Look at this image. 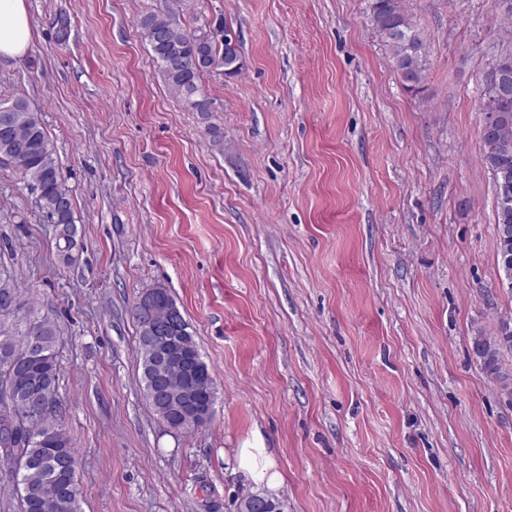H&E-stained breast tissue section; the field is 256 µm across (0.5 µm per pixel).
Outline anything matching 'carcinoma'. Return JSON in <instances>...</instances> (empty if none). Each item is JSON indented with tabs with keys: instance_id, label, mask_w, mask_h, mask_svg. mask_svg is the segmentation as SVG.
Here are the masks:
<instances>
[{
	"instance_id": "1",
	"label": "carcinoma",
	"mask_w": 512,
	"mask_h": 512,
	"mask_svg": "<svg viewBox=\"0 0 512 512\" xmlns=\"http://www.w3.org/2000/svg\"><path fill=\"white\" fill-rule=\"evenodd\" d=\"M370 8L392 66L410 89H418L426 44L417 25L404 12L400 0H371ZM139 27L168 87L193 111H210L211 102L201 82L204 74L220 71L231 77L241 69L240 52H235V59L225 60L224 40L232 29L224 22L205 21L187 31L173 22L171 13L160 12L143 16ZM494 64L512 83V47L500 52ZM479 110L491 121L490 131L481 134V138L484 163L495 188L497 262L502 268L504 257L512 256V93L502 96L483 88ZM0 163L14 169L36 197L43 217L54 226L61 255L72 251L77 246V225L71 190L60 176L41 115L23 97L0 101ZM2 294L20 301L23 320L8 326L0 319V385L13 386L22 397L28 384L40 382L41 396L53 406V412L33 415L14 427H0V460H12L18 491L26 487L38 490L37 498L20 500L21 512H82L83 490L76 475L74 443L65 430V407L58 394V327L49 315L22 301L19 289L10 282L0 280ZM27 322L38 331L37 358L31 357ZM176 336L185 355L202 366L203 384H213L188 321L181 322ZM474 347L484 369L497 378H505L499 354L503 348L512 349V324L501 323L496 336H476ZM152 359L151 349L140 345L144 400L150 412L160 418L157 402L148 394Z\"/></svg>"
}]
</instances>
